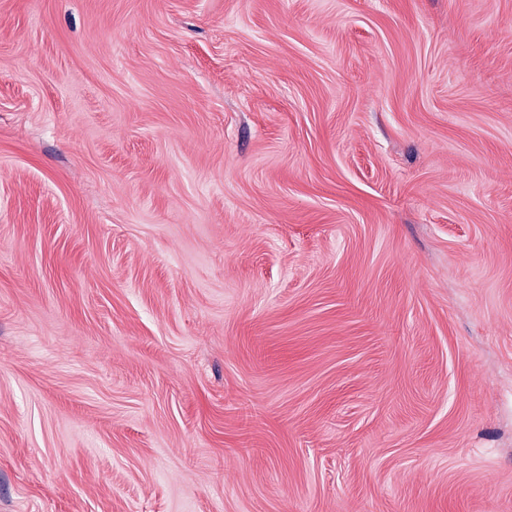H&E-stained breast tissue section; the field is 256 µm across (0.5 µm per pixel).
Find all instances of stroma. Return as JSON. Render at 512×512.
Masks as SVG:
<instances>
[{
  "label": "stroma",
  "mask_w": 512,
  "mask_h": 512,
  "mask_svg": "<svg viewBox=\"0 0 512 512\" xmlns=\"http://www.w3.org/2000/svg\"><path fill=\"white\" fill-rule=\"evenodd\" d=\"M0 512H512V0H0Z\"/></svg>",
  "instance_id": "1"
}]
</instances>
